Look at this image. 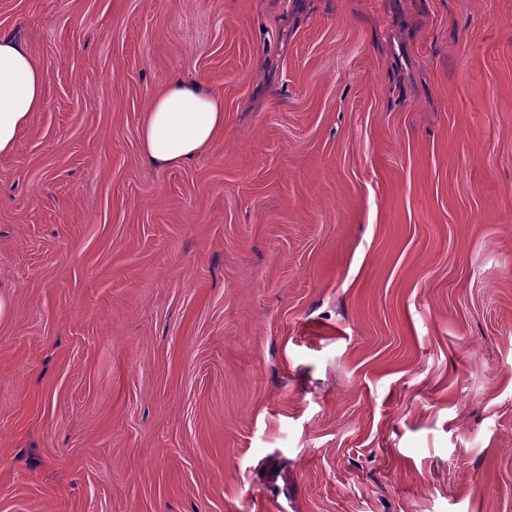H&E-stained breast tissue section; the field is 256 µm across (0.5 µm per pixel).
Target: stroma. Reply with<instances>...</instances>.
Instances as JSON below:
<instances>
[{
	"instance_id": "1",
	"label": "stroma",
	"mask_w": 512,
	"mask_h": 512,
	"mask_svg": "<svg viewBox=\"0 0 512 512\" xmlns=\"http://www.w3.org/2000/svg\"><path fill=\"white\" fill-rule=\"evenodd\" d=\"M0 512H512V0H0ZM177 75L224 97L140 158ZM44 104L43 67L22 42L0 34V156L16 150L33 114ZM222 132L223 95L200 81L177 76L144 111L141 156L154 167H175L195 158Z\"/></svg>"
}]
</instances>
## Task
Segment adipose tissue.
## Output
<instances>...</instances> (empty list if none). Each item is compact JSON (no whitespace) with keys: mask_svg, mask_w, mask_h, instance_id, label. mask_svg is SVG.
I'll list each match as a JSON object with an SVG mask.
<instances>
[{"mask_svg":"<svg viewBox=\"0 0 512 512\" xmlns=\"http://www.w3.org/2000/svg\"><path fill=\"white\" fill-rule=\"evenodd\" d=\"M44 104L43 67L22 42L0 34V156L16 150L33 114ZM223 130V95L202 82L174 77L144 111L142 159L158 168L181 165Z\"/></svg>","mask_w":512,"mask_h":512,"instance_id":"ef3b65f1","label":"adipose tissue"}]
</instances>
